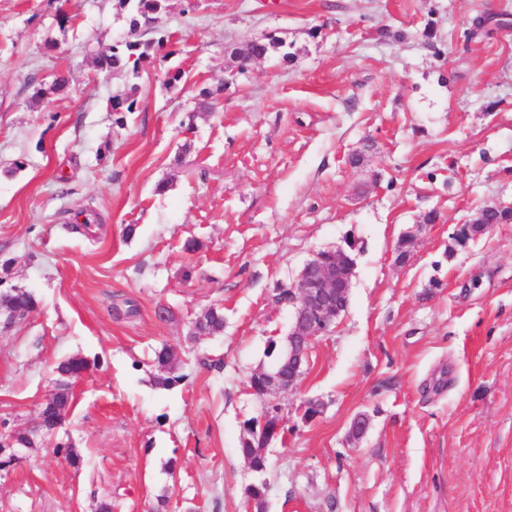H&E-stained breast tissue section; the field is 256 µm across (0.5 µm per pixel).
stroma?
Instances as JSON below:
<instances>
[{
  "label": "stroma",
  "mask_w": 512,
  "mask_h": 512,
  "mask_svg": "<svg viewBox=\"0 0 512 512\" xmlns=\"http://www.w3.org/2000/svg\"><path fill=\"white\" fill-rule=\"evenodd\" d=\"M129 19L119 0H0V291L38 301L0 330V423L31 426L58 364H90L63 427L0 468V512H247L250 377L294 313L279 294L339 249L350 302L278 401L265 512H512V224L454 239L512 201V0H169L139 34L170 51L98 73ZM82 209L95 236L71 228ZM213 306L223 333L194 335ZM507 206V207H504ZM504 207V208H502ZM509 207V208H508ZM512 204L508 203H493L490 205H486L480 210L477 211L475 216L464 224H460L455 232V238L460 239L462 237V244L465 245L468 241L475 239L478 235L484 233L483 229H486L490 226V224H485L486 218L488 214L496 209H499L492 213L490 216L491 224H512ZM474 225H481V227H476L475 231L472 233V236H466L470 234V230ZM172 348L164 347L155 352V363L161 372V376L157 378V384L162 386H172L183 380V376L173 374L175 370L174 363H171Z\"/></svg>",
  "instance_id": "stroma-1"
}]
</instances>
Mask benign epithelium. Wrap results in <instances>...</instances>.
I'll use <instances>...</instances> for the list:
<instances>
[{"mask_svg": "<svg viewBox=\"0 0 512 512\" xmlns=\"http://www.w3.org/2000/svg\"><path fill=\"white\" fill-rule=\"evenodd\" d=\"M504 206L511 208L512 204L499 202L484 206L472 219L458 226L455 238L470 234L475 225L488 228V214ZM354 275V262L342 251L329 258L318 253L303 265L295 284L297 293L291 295L295 314L283 350L284 364L278 369L261 367L255 371L260 381L255 383L252 391L264 405H276L280 396L296 386L303 374L309 344L326 332L347 309Z\"/></svg>", "mask_w": 512, "mask_h": 512, "instance_id": "1", "label": "benign epithelium"}]
</instances>
